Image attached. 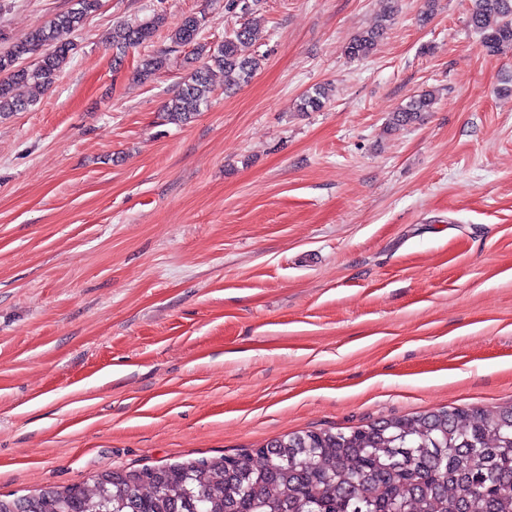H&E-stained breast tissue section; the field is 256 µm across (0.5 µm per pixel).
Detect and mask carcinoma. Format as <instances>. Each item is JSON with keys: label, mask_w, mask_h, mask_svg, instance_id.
Returning <instances> with one entry per match:
<instances>
[{"label": "carcinoma", "mask_w": 512, "mask_h": 512, "mask_svg": "<svg viewBox=\"0 0 512 512\" xmlns=\"http://www.w3.org/2000/svg\"><path fill=\"white\" fill-rule=\"evenodd\" d=\"M99 0H74L72 7L0 52V114L22 112L32 102L19 87L45 91L69 60L71 44L61 30L79 29ZM469 26L487 52L512 47V0H472ZM258 0H225L224 11L247 22L225 37L184 80L166 105L169 120L183 123L213 92L218 68L247 83L260 59L247 54ZM392 16L363 31L346 47L351 60L369 57ZM202 20L186 17L171 41L197 40ZM149 24H120L112 30L116 55L150 38ZM35 57L30 66L20 60ZM329 100L319 86L300 98L301 112L321 110ZM436 101L423 90L393 112L392 124L422 120ZM0 512H512V406L427 412L374 421L344 431L294 433L255 453L227 461L220 456L154 467L104 470L63 489L36 495H0Z\"/></svg>", "instance_id": "carcinoma-1"}]
</instances>
